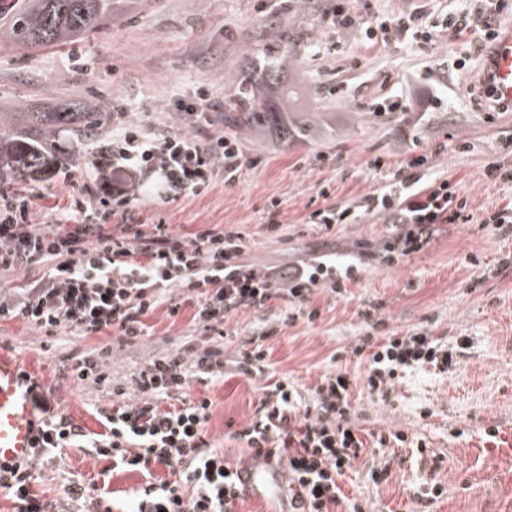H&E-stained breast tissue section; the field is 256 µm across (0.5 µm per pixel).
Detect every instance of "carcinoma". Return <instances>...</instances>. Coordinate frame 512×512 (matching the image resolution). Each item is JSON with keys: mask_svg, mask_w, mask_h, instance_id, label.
I'll return each instance as SVG.
<instances>
[{"mask_svg": "<svg viewBox=\"0 0 512 512\" xmlns=\"http://www.w3.org/2000/svg\"><path fill=\"white\" fill-rule=\"evenodd\" d=\"M111 0H0V40L7 39L19 48L39 49L67 43L70 39L96 32L106 18ZM294 49L275 39L255 53L250 67L232 81L233 92L224 98V125L237 133L259 126L278 132L281 149H290L300 130L289 122L286 113L257 102L261 91L279 83L280 60ZM29 135L10 132L0 118V185L36 182L50 174L56 155L52 149L57 134L70 130L78 136L71 156L82 158L81 145L91 128V113L81 103L65 105L59 112H26Z\"/></svg>", "mask_w": 512, "mask_h": 512, "instance_id": "obj_1", "label": "carcinoma"}]
</instances>
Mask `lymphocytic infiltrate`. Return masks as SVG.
<instances>
[{
	"instance_id": "1",
	"label": "lymphocytic infiltrate",
	"mask_w": 512,
	"mask_h": 512,
	"mask_svg": "<svg viewBox=\"0 0 512 512\" xmlns=\"http://www.w3.org/2000/svg\"><path fill=\"white\" fill-rule=\"evenodd\" d=\"M358 24L368 42L408 33L429 43L442 32L462 34L469 20L455 15L436 22L415 9L393 19L365 16ZM217 109L203 93L187 105V113L206 129L201 137L134 123L124 109H113L112 136L90 167L100 176H114L115 183L111 192L100 195L85 181L72 182V223H37V193L0 192V274L50 266L48 276L0 292V319L23 318L48 336L64 330L85 335L113 331L119 341L131 343L143 336L145 317L162 304L173 318L183 304L192 305L193 323L219 333L226 317L242 308L258 311L281 299L304 314L320 285L344 292L346 275L322 259L259 270L244 260L239 234L223 225L188 237L164 222L140 221L139 197L167 203L206 192L220 177L235 181L245 158L237 140L211 120ZM466 210V201L447 181L394 177L363 205L319 208L308 221L329 230L369 215L386 216L395 226L386 253L408 255L430 243L436 225L459 223ZM467 346L463 336L444 343L410 331L362 337L352 353L366 356L365 385L384 401L407 372L455 371ZM227 370L220 351L190 346L152 360L132 378L134 401L104 413L100 433L84 432L58 413L46 393L31 388L40 423L35 452L48 455L80 445L111 460L116 469L144 475L168 470L170 480L147 484L132 512H234L243 490L223 450L205 437L211 403L183 398L190 379L221 377ZM350 391L345 372L329 374L316 386L312 407L305 408L295 388L274 382L260 401L257 418L235 431L254 458L287 468L289 512H331L339 505L346 512H363L362 502L348 498L342 486L354 460L407 444L426 452L423 440L401 430L362 436ZM175 395L179 405L160 409L159 399ZM31 479V465L0 468V489L14 498L17 512H58L52 502L32 493Z\"/></svg>"
}]
</instances>
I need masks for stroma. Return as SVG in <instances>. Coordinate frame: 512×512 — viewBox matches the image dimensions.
I'll list each match as a JSON object with an SVG mask.
<instances>
[{
	"label": "stroma",
	"instance_id": "35a3bbf8",
	"mask_svg": "<svg viewBox=\"0 0 512 512\" xmlns=\"http://www.w3.org/2000/svg\"><path fill=\"white\" fill-rule=\"evenodd\" d=\"M411 0H112V18L96 33L67 44L26 51L0 42V112H56L69 102L98 113L90 146L112 135V109L130 121L192 131L184 107L200 90L215 101L231 93V80L253 51L282 34L296 46V63L285 80L321 92L330 128L312 133L284 151L257 129L239 136L246 159L235 184L216 182L207 192L169 203L167 224L191 234L207 224L238 231L247 261L285 264L297 256L359 246L371 255L346 282L343 295L320 289L312 297L314 318L292 314L280 301L262 311L241 309L226 318L223 333L193 327L191 305L178 318L158 307L146 319L148 334L116 345L106 370L120 382L152 359L181 351L218 348L237 359L247 342L262 337L268 353L262 371L204 382L191 380L189 399H209L206 438L223 448L227 462L250 461L246 442L233 429L256 419L264 389L288 381L311 403L324 375L343 369L351 405L362 428L404 431L428 449L401 448L385 481L368 476L370 457L355 460L342 485L366 512H411V495L434 481L445 493L430 512H512V237L482 222L486 213L512 206V185L494 181L490 163L512 159V108L491 104L478 86L486 57L481 18L459 38L440 36L428 46L410 37L366 42L359 26L341 27L335 10L352 16L397 17ZM440 82L444 102L427 111V85ZM428 159L425 172L450 181L467 199L469 220L438 225L430 245L396 262L382 246L394 227L384 217L338 224L330 232L308 223L325 206L346 207L381 188L390 175H412L410 160ZM84 166L59 159L40 184L37 222L53 223L66 212L69 181ZM277 207L281 225L268 231L260 219ZM378 306V321L364 319L365 305ZM424 331L447 340L465 336L469 348L454 373L414 371L403 376L386 402L367 392L366 359L351 349L364 336ZM103 335L47 336L24 319L0 321V351L16 354L59 404L63 415L89 433L103 432L100 413L121 397L92 381L63 378V368L95 351ZM499 425L498 442L484 431ZM88 448H67L36 461L32 491L71 512V483L87 490L105 485L112 512H123L147 482L169 477L108 471Z\"/></svg>",
	"mask_w": 512,
	"mask_h": 512
}]
</instances>
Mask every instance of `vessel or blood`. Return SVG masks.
Masks as SVG:
<instances>
[{
	"mask_svg": "<svg viewBox=\"0 0 512 512\" xmlns=\"http://www.w3.org/2000/svg\"><path fill=\"white\" fill-rule=\"evenodd\" d=\"M479 82L498 104L512 106V25L497 36ZM38 435L22 366L0 353V468L25 463Z\"/></svg>",
	"mask_w": 512,
	"mask_h": 512,
	"instance_id": "vessel-or-blood-1",
	"label": "vessel or blood"
}]
</instances>
